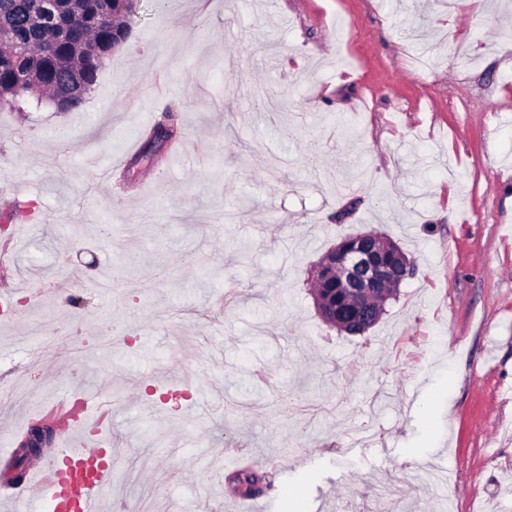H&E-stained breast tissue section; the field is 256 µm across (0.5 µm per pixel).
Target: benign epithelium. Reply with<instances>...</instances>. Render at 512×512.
Returning a JSON list of instances; mask_svg holds the SVG:
<instances>
[{"label": "benign epithelium", "instance_id": "benign-epithelium-1", "mask_svg": "<svg viewBox=\"0 0 512 512\" xmlns=\"http://www.w3.org/2000/svg\"><path fill=\"white\" fill-rule=\"evenodd\" d=\"M411 268L399 248L380 243L378 235H346L324 257L325 279L316 309L332 327L347 328L360 315L368 327L373 322L372 295L387 282L402 283ZM52 436L53 426L43 419L31 426L21 451L35 456L50 445Z\"/></svg>", "mask_w": 512, "mask_h": 512}]
</instances>
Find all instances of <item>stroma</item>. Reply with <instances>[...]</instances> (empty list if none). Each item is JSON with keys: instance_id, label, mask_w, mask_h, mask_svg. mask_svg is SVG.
<instances>
[{"instance_id": "stroma-1", "label": "stroma", "mask_w": 512, "mask_h": 512, "mask_svg": "<svg viewBox=\"0 0 512 512\" xmlns=\"http://www.w3.org/2000/svg\"><path fill=\"white\" fill-rule=\"evenodd\" d=\"M18 230L0 441L111 404L99 512H236L229 454L261 512H512V0H138L81 111L0 106ZM361 231L416 272L349 335L310 283ZM229 480L242 496L253 497L260 493L253 489L257 481L262 480L253 464H247L236 469L231 473Z\"/></svg>"}]
</instances>
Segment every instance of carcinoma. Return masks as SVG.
I'll return each instance as SVG.
<instances>
[{"label": "carcinoma", "instance_id": "1", "mask_svg": "<svg viewBox=\"0 0 512 512\" xmlns=\"http://www.w3.org/2000/svg\"><path fill=\"white\" fill-rule=\"evenodd\" d=\"M0 0V103H17L38 89L46 102H66L78 112L94 89L105 61L128 34L137 0ZM254 465L231 473L243 496L258 492Z\"/></svg>", "mask_w": 512, "mask_h": 512}]
</instances>
